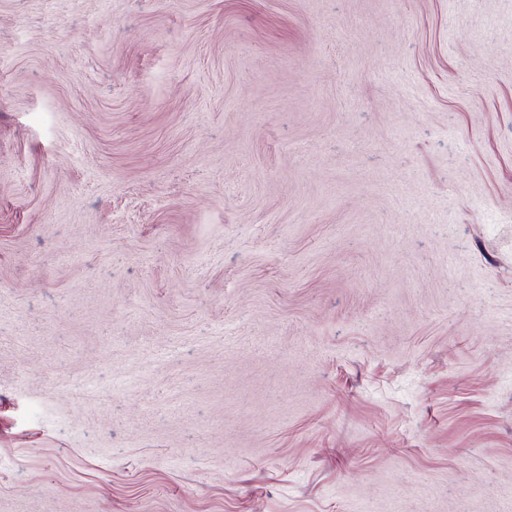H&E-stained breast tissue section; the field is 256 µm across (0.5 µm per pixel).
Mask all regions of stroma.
I'll return each mask as SVG.
<instances>
[{
  "label": "stroma",
  "mask_w": 512,
  "mask_h": 512,
  "mask_svg": "<svg viewBox=\"0 0 512 512\" xmlns=\"http://www.w3.org/2000/svg\"><path fill=\"white\" fill-rule=\"evenodd\" d=\"M0 512H512V0H0Z\"/></svg>",
  "instance_id": "35a3bbf8"
}]
</instances>
